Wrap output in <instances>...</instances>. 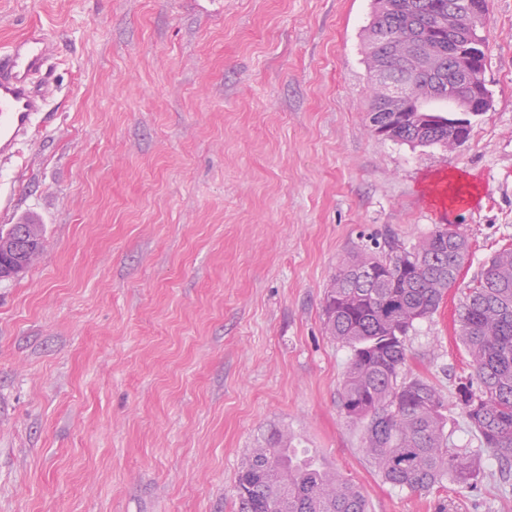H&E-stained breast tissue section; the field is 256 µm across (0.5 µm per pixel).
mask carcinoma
I'll return each mask as SVG.
<instances>
[{
    "label": "carcinoma",
    "instance_id": "1",
    "mask_svg": "<svg viewBox=\"0 0 512 512\" xmlns=\"http://www.w3.org/2000/svg\"><path fill=\"white\" fill-rule=\"evenodd\" d=\"M488 0H400L383 9L374 0L366 28L367 65L382 64L414 96L391 140L413 147L448 145V133L470 118L455 113L443 36L440 65L425 67L428 30L437 10L470 11ZM43 246L39 224H15L0 233V280L25 272ZM467 240L438 228L413 248L354 256L336 274L325 301L327 334L350 348L340 402L346 417L364 421L365 447L385 482L429 492L444 478L470 486L478 474L466 457L447 448L443 401L433 384L403 375L406 337L414 323L433 315L456 282ZM459 336L476 383L459 387L456 406L478 432L480 446L512 467V249L496 253L465 293ZM238 512H366L361 491L311 459H297L288 433L275 429L252 449L237 476Z\"/></svg>",
    "mask_w": 512,
    "mask_h": 512
}]
</instances>
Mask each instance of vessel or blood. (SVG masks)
Here are the masks:
<instances>
[{"mask_svg": "<svg viewBox=\"0 0 512 512\" xmlns=\"http://www.w3.org/2000/svg\"><path fill=\"white\" fill-rule=\"evenodd\" d=\"M51 47L39 29L0 52V158L10 160L47 119V98L36 82L49 66Z\"/></svg>", "mask_w": 512, "mask_h": 512, "instance_id": "1", "label": "vessel or blood"}]
</instances>
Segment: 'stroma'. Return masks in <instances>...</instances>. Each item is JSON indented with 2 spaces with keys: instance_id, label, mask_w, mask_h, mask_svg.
<instances>
[{
  "instance_id": "obj_1",
  "label": "stroma",
  "mask_w": 512,
  "mask_h": 512,
  "mask_svg": "<svg viewBox=\"0 0 512 512\" xmlns=\"http://www.w3.org/2000/svg\"><path fill=\"white\" fill-rule=\"evenodd\" d=\"M373 0H0V50L54 48L52 112L0 161V227L43 249L0 281V512H237L253 448L287 430L366 512H512V470L456 408L458 309L512 248V0H490L489 110L464 143L369 129ZM462 178L467 206L444 199ZM439 227L469 255L406 338L479 478L386 483L339 406L350 350L324 297L359 252Z\"/></svg>"
}]
</instances>
